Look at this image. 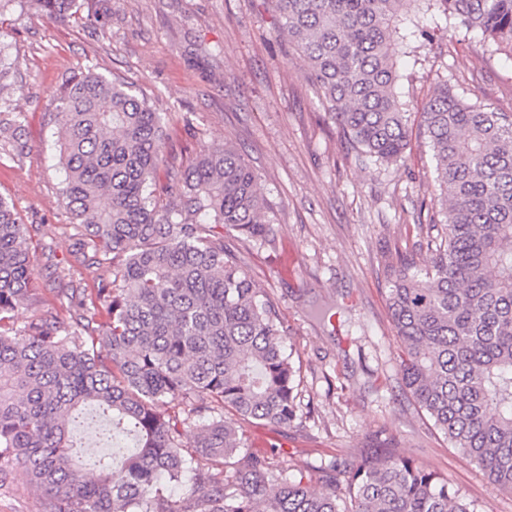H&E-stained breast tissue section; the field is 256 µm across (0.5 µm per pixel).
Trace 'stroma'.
<instances>
[{"mask_svg":"<svg viewBox=\"0 0 512 512\" xmlns=\"http://www.w3.org/2000/svg\"><path fill=\"white\" fill-rule=\"evenodd\" d=\"M9 47L13 111L25 116L21 160L0 148V198L35 225L39 278L73 261L61 203L53 93L90 69L132 84L163 117L177 169L232 142L258 175L272 231L236 232L224 247L262 288L287 328L296 371L288 427L237 420L249 450L277 472L317 480L331 458L360 461L377 446L447 477L479 512H512V493L449 447L405 394L386 306L389 269L424 265L442 233L433 159L420 112L436 85L512 112V57L490 54L479 31L430 28L421 64L400 69L411 136L395 163L362 162L303 79L304 60L275 30L267 0H74L51 21L23 0L0 9ZM337 305L333 325L313 320Z\"/></svg>","mask_w":512,"mask_h":512,"instance_id":"1","label":"stroma"}]
</instances>
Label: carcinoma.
<instances>
[{"mask_svg": "<svg viewBox=\"0 0 512 512\" xmlns=\"http://www.w3.org/2000/svg\"><path fill=\"white\" fill-rule=\"evenodd\" d=\"M48 19L73 0H30ZM278 34L307 63L321 107L364 156L392 163L409 138L400 62L418 61L425 21L479 30L512 57V0H270ZM0 40V145L26 154L25 116L6 106ZM65 228L92 284L55 272L65 314L37 310L33 227L0 198V482L22 469L37 512H476L448 479L389 455L335 458L304 477L248 451L224 409L286 427L297 417L286 329L224 250V230L261 238L268 203L231 143L175 170L160 113L92 70L54 95ZM446 235L432 265L400 264L387 306L402 381L448 445L512 492V113L448 84L421 112ZM30 311L16 325L15 312ZM338 311L319 305L328 326ZM176 398L184 408L165 405ZM93 405L130 435L88 475L70 423ZM180 489V497L167 494Z\"/></svg>", "mask_w": 512, "mask_h": 512, "instance_id": "obj_1", "label": "carcinoma"}]
</instances>
